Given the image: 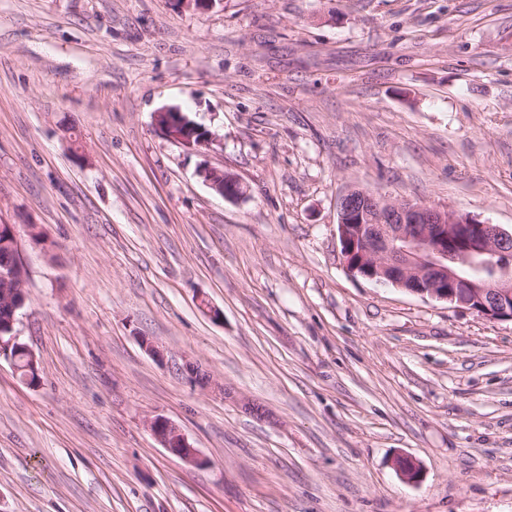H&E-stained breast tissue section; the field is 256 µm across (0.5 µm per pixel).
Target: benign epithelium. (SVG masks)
<instances>
[{"mask_svg": "<svg viewBox=\"0 0 512 512\" xmlns=\"http://www.w3.org/2000/svg\"><path fill=\"white\" fill-rule=\"evenodd\" d=\"M161 133L188 147L209 144L212 136L201 125L188 122L178 106H166L153 115ZM217 193L237 200L245 190L240 180L224 171L201 170ZM13 261L0 271V357L19 373L18 357L37 358L16 330L17 314L27 301V270L15 226L8 225ZM337 235L347 269L364 279L391 284L410 293L444 300L494 320L512 321V231L480 222L466 214L421 203L398 202L362 188H352L338 203ZM482 256L498 259L489 266L476 264ZM187 377L197 385H212L199 365L187 362ZM154 438L167 450L181 449L180 458L195 467L207 465L188 437L171 421L156 417L147 422ZM393 466L413 481L419 465L397 456Z\"/></svg>", "mask_w": 512, "mask_h": 512, "instance_id": "obj_1", "label": "benign epithelium"}]
</instances>
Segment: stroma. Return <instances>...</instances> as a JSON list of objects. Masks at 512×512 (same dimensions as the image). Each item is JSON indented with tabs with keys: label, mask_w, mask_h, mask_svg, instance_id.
I'll return each mask as SVG.
<instances>
[{
	"label": "stroma",
	"mask_w": 512,
	"mask_h": 512,
	"mask_svg": "<svg viewBox=\"0 0 512 512\" xmlns=\"http://www.w3.org/2000/svg\"><path fill=\"white\" fill-rule=\"evenodd\" d=\"M354 187L512 230V0H0V512H512V322L350 273ZM154 126L162 134L173 138L188 147L208 145L212 141V134L201 125L188 119L178 106H166L153 115ZM200 173L211 188L226 199L237 200L245 193L240 180L230 173L212 168H205ZM3 226H7L10 230L12 241H13V261L11 252L7 246L2 243L8 238L4 232L0 235V264H8L4 266V270L0 271V289H6L4 295H1L0 290V357L8 360L13 367L16 374L22 376L21 371H25V368H20L18 357L21 353H24L32 361L34 367L37 358L33 351L30 349L27 343L21 341V336L17 333L16 323L17 314L21 310L27 301V293L25 290V280L27 276V270L23 264L21 245L15 226L13 224H0V231ZM12 289L9 293L7 289ZM19 294L22 300L13 301V297ZM8 306L5 311L4 308ZM21 372V373H20ZM147 427L154 438L169 452L173 448H180V458L187 464L195 467L206 466L208 460L201 455L189 441L188 437L171 421L156 417L148 421Z\"/></svg>",
	"instance_id": "stroma-1"
}]
</instances>
